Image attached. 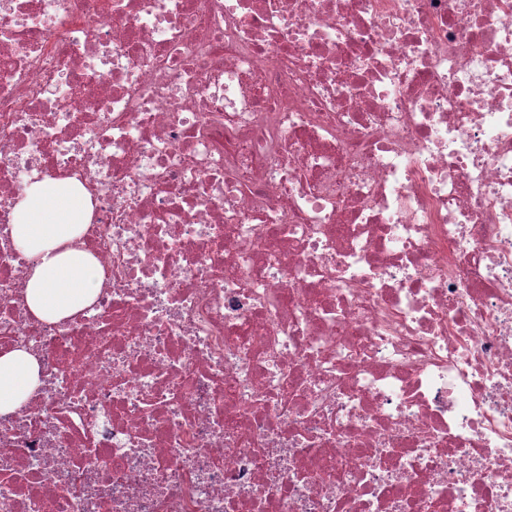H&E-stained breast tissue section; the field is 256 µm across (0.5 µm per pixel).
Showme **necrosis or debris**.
<instances>
[{
    "mask_svg": "<svg viewBox=\"0 0 512 512\" xmlns=\"http://www.w3.org/2000/svg\"><path fill=\"white\" fill-rule=\"evenodd\" d=\"M72 178L94 303L30 316ZM0 512H512V0H0ZM89 213V194L73 179L34 183L15 206L14 240L25 254L38 257L25 287L27 308L36 318L74 317L95 299L101 267L74 245ZM42 385L36 356L25 349L0 353V414L14 412Z\"/></svg>",
    "mask_w": 512,
    "mask_h": 512,
    "instance_id": "necrosis-or-debris-1",
    "label": "necrosis or debris"
}]
</instances>
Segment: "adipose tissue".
<instances>
[{
    "instance_id": "obj_1",
    "label": "adipose tissue",
    "mask_w": 512,
    "mask_h": 512,
    "mask_svg": "<svg viewBox=\"0 0 512 512\" xmlns=\"http://www.w3.org/2000/svg\"><path fill=\"white\" fill-rule=\"evenodd\" d=\"M89 213L87 191L67 179L32 184L15 206L14 240L36 259L25 287L27 308L36 318H70L95 299L102 270L89 253L74 245ZM41 384V367L32 352H0V414L14 412Z\"/></svg>"
}]
</instances>
